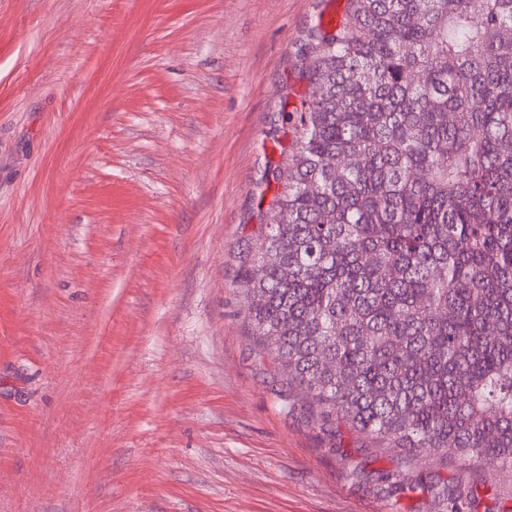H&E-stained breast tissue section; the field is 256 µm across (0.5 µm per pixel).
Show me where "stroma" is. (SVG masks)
<instances>
[{"instance_id":"35a3bbf8","label":"stroma","mask_w":512,"mask_h":512,"mask_svg":"<svg viewBox=\"0 0 512 512\" xmlns=\"http://www.w3.org/2000/svg\"><path fill=\"white\" fill-rule=\"evenodd\" d=\"M345 0H0V512H443L289 410L238 272ZM430 477L512 512V472Z\"/></svg>"}]
</instances>
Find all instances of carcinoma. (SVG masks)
<instances>
[{
  "mask_svg": "<svg viewBox=\"0 0 512 512\" xmlns=\"http://www.w3.org/2000/svg\"><path fill=\"white\" fill-rule=\"evenodd\" d=\"M512 0H348L305 50L279 219L242 272L253 335L330 437L512 472ZM472 490L446 495L465 512Z\"/></svg>",
  "mask_w": 512,
  "mask_h": 512,
  "instance_id": "cac0c4a2",
  "label": "carcinoma"
}]
</instances>
